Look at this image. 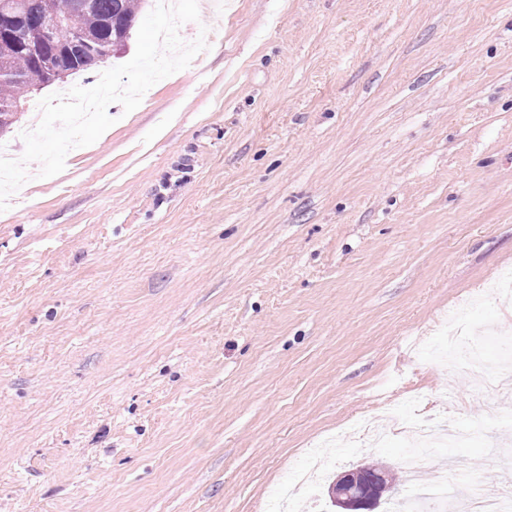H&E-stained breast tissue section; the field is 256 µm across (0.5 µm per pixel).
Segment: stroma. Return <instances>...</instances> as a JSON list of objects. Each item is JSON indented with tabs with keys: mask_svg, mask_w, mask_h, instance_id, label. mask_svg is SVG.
Listing matches in <instances>:
<instances>
[{
	"mask_svg": "<svg viewBox=\"0 0 512 512\" xmlns=\"http://www.w3.org/2000/svg\"><path fill=\"white\" fill-rule=\"evenodd\" d=\"M220 39L0 212V512H267L328 478L503 487L501 427L427 457L350 420L485 418L512 296V0H227ZM467 322L462 315L458 327L448 335V347L452 350V363L471 375L472 387L478 391H487L493 377L479 360L480 345L466 329ZM328 458V453L320 458L318 464L302 470L297 476L296 480L292 483L286 481L277 491L274 497V502L277 504L282 499L288 496V502H293L296 498L297 491L301 486H312L317 480L318 476L322 474V463Z\"/></svg>",
	"mask_w": 512,
	"mask_h": 512,
	"instance_id": "obj_1",
	"label": "stroma"
}]
</instances>
